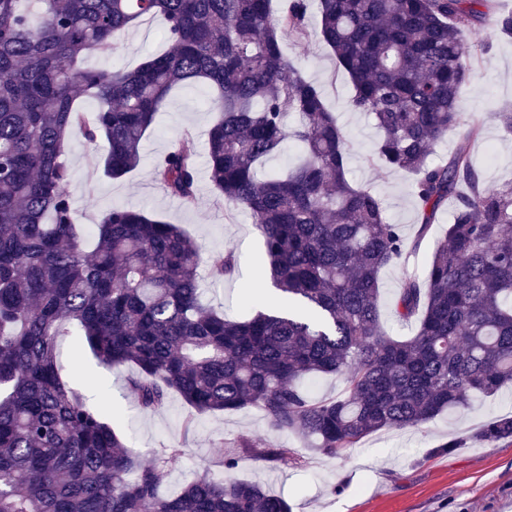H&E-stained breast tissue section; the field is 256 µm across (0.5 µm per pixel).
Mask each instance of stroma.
Instances as JSON below:
<instances>
[{
    "mask_svg": "<svg viewBox=\"0 0 512 512\" xmlns=\"http://www.w3.org/2000/svg\"><path fill=\"white\" fill-rule=\"evenodd\" d=\"M159 27L158 20H145L121 37L112 54L85 55L84 67L112 70L137 66L144 57L164 50ZM488 32L484 25L463 33L466 44L487 38L492 46L473 60L476 79L460 92L466 123H481L483 137L469 142L464 129H457L436 145L431 160L437 163L457 149L467 148L485 182L497 185L512 181V137L491 118L499 105L512 103V39L492 38ZM283 52L308 80L322 88L327 108L345 130L349 180L380 196L390 223L400 225L406 237H414L418 211L411 179L380 161H368L380 131L368 114L353 107L349 80L329 49L312 36L300 42L284 40ZM213 119L202 88L175 90L143 143L138 168L111 178L104 171L105 143H80L68 157V190L78 223L97 224L112 205L121 204L180 225L197 240L204 255L234 250L239 258L236 273L220 281L205 277L204 297L229 318L238 319L243 315L244 288L264 281V243L252 217L246 210L216 199L206 162L198 164L199 193L191 207L170 197L152 174L155 160L184 131L203 137ZM449 219V210H442L418 253L381 274L382 322L392 335L410 336L416 330L413 324L396 321L393 300L407 274L424 273ZM58 362L64 377L79 374L80 389L90 406L108 413L114 430L143 458L157 456L171 444L181 445L183 455L162 486L168 495L206 472L216 479L229 476L259 483L283 495L293 504L294 512H512V441L489 447L475 438L489 418L512 415V385L476 401L464 412L443 413L412 429L371 434L356 447L330 457L311 450L306 440L273 431L254 411L205 415L190 432L182 425L186 405L179 395H172L162 411H140L127 384L130 368L100 364L89 348H78L76 337L59 341ZM241 437H261L272 445L295 449L298 460L282 468L245 457L237 469L225 470L224 446ZM451 438L462 440V447L436 453V446Z\"/></svg>",
    "mask_w": 512,
    "mask_h": 512,
    "instance_id": "35a3bbf8",
    "label": "stroma"
}]
</instances>
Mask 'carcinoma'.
<instances>
[{
    "instance_id": "obj_1",
    "label": "carcinoma",
    "mask_w": 512,
    "mask_h": 512,
    "mask_svg": "<svg viewBox=\"0 0 512 512\" xmlns=\"http://www.w3.org/2000/svg\"><path fill=\"white\" fill-rule=\"evenodd\" d=\"M22 2L0 0V512H292L257 483L207 474L161 493L183 449L141 459L62 378L57 346L70 328L101 364L133 368L128 385L144 411L176 393L188 432L206 414L255 410L328 456L512 383V182L484 184L464 148L427 161L463 124L467 56L489 42L469 47L462 33L485 22L488 0H285L277 12L272 0H42L37 11ZM313 4L353 106L382 131L369 158L414 175L413 243L348 179L344 130L283 54L284 39L309 37ZM154 17L170 50L129 70L80 66ZM185 85L207 87L218 113L206 138L213 191L248 210L264 238L275 298L251 291L243 320L202 301L200 248L179 226L116 205L94 225L89 253L70 202L75 139L104 142L105 171L121 178ZM81 99L95 109H79ZM288 141L300 161L260 178ZM197 159L186 132L154 179L193 204ZM450 199L444 241L393 306L417 333L394 338L381 324V273L416 250ZM207 264L221 280L238 260L226 250ZM329 374L344 378L343 393L313 397L305 381ZM476 438L511 441L512 417L490 418ZM245 456L287 465L295 451L243 437L225 469Z\"/></svg>"
}]
</instances>
